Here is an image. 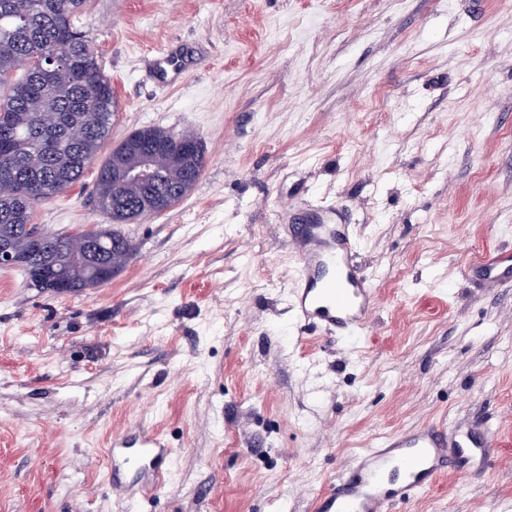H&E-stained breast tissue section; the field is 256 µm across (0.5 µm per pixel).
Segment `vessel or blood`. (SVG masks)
<instances>
[{"label": "vessel or blood", "mask_w": 512, "mask_h": 512, "mask_svg": "<svg viewBox=\"0 0 512 512\" xmlns=\"http://www.w3.org/2000/svg\"><path fill=\"white\" fill-rule=\"evenodd\" d=\"M278 218L288 227L298 266L294 308L299 322L330 337L364 333L378 296L357 262L343 210L329 206L304 214L291 204L279 210ZM464 272L498 287L512 280V252L486 250ZM496 445L491 428L462 437L455 425L444 422L380 436L313 497V512H398L440 475L463 472L470 456H487ZM109 451L115 468L134 484L151 493L165 485L172 450L158 432L139 429L113 436Z\"/></svg>", "instance_id": "b4317fda"}]
</instances>
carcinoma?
Wrapping results in <instances>:
<instances>
[{
  "label": "carcinoma",
  "instance_id": "cac0c4a2",
  "mask_svg": "<svg viewBox=\"0 0 512 512\" xmlns=\"http://www.w3.org/2000/svg\"><path fill=\"white\" fill-rule=\"evenodd\" d=\"M88 0H0V86L8 97L0 100V234L13 239L22 263L40 269L43 245L33 238V208L38 202L63 193L80 180L109 136L115 96L76 20ZM55 52L54 62L39 65L41 55ZM23 76L14 78L17 70ZM140 153L159 171L153 187L121 182L112 174L130 165L137 154L130 142L116 146L100 165L96 198L112 224L98 233L119 237L125 248L109 251L108 266L125 268L136 245L119 226L125 210L135 209L148 190L171 196L170 205L190 191L189 173L200 176L206 157L192 149L193 133L175 135L163 128L139 131ZM65 262L77 265L83 256L81 233H59L49 243Z\"/></svg>",
  "mask_w": 512,
  "mask_h": 512
}]
</instances>
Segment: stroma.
<instances>
[{
    "label": "stroma",
    "mask_w": 512,
    "mask_h": 512,
    "mask_svg": "<svg viewBox=\"0 0 512 512\" xmlns=\"http://www.w3.org/2000/svg\"><path fill=\"white\" fill-rule=\"evenodd\" d=\"M78 25L130 132L190 131L206 166L123 225L111 282L0 268V512H310L374 438L494 427L496 460L406 512H512V282L462 276L512 249V0H89ZM187 67L167 81L160 50ZM98 167L34 208L109 224ZM346 213L381 307L363 335L297 322L280 205ZM160 430L157 497L112 488L114 432Z\"/></svg>",
    "instance_id": "1"
}]
</instances>
